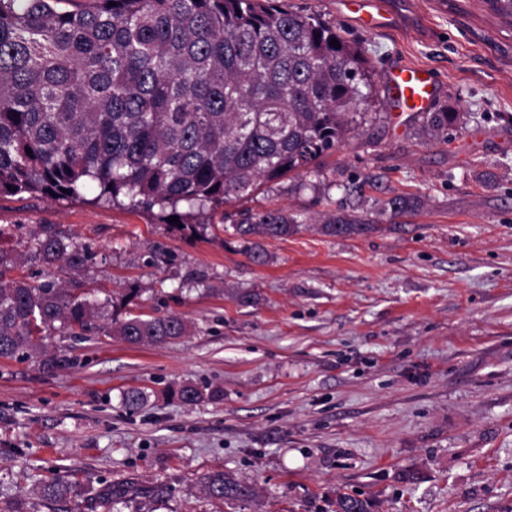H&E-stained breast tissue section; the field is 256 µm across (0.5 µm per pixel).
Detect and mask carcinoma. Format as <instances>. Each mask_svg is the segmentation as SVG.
I'll use <instances>...</instances> for the list:
<instances>
[{
    "mask_svg": "<svg viewBox=\"0 0 512 512\" xmlns=\"http://www.w3.org/2000/svg\"><path fill=\"white\" fill-rule=\"evenodd\" d=\"M58 2L0 0V195L76 200L94 183L93 204L140 209L161 224L176 216L194 232L262 181L318 171L368 103L360 50L281 0H91L73 11ZM485 3L512 25V0ZM421 117L423 130L446 142L458 113ZM181 203L187 211H178ZM420 207L418 196L401 193L381 213L408 216ZM321 223L329 234L350 235L372 220L354 210ZM299 227L283 209L246 210L231 224L257 265L267 255L253 237L284 238ZM35 248L49 267L88 261L85 249L47 226ZM14 264L0 246V360L41 349L57 322L75 336L92 329L94 302L51 278H6ZM114 332L131 344H161L184 336L187 324L175 314L134 316L106 334ZM203 484L224 502L250 495L222 472ZM70 489L57 479L42 497L60 500ZM336 512H370L369 503L340 495Z\"/></svg>",
    "mask_w": 512,
    "mask_h": 512,
    "instance_id": "cac0c4a2",
    "label": "carcinoma"
}]
</instances>
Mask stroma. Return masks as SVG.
<instances>
[{
    "label": "stroma",
    "mask_w": 512,
    "mask_h": 512,
    "mask_svg": "<svg viewBox=\"0 0 512 512\" xmlns=\"http://www.w3.org/2000/svg\"><path fill=\"white\" fill-rule=\"evenodd\" d=\"M287 4L360 45L371 94L318 173L225 205L306 217L263 239L265 264L223 225L190 235L95 204L92 188L0 196L12 277L43 280L31 233L49 224L90 252L58 278L101 304V325L175 313L188 326L158 346L58 327L44 354L0 361V512H102L104 495L112 512H334L341 493L372 512H512V26L484 0H387L393 19L373 32L344 0ZM402 63L434 74L433 111L458 113L447 141L418 117L391 123ZM401 192L420 197L417 214L358 235L316 222ZM60 353L72 365L44 370ZM188 383L205 399L182 402ZM132 388L147 395L135 411ZM216 471L253 498H210ZM60 477L70 496L45 501Z\"/></svg>",
    "instance_id": "35a3bbf8"
}]
</instances>
